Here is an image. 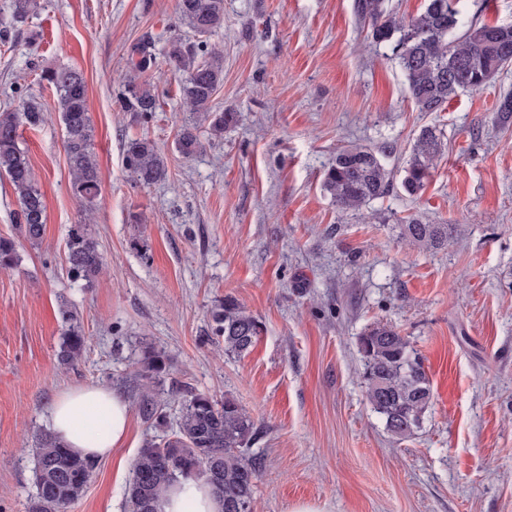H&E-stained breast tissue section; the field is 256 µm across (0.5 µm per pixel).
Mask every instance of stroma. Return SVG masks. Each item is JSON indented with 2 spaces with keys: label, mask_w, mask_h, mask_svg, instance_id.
<instances>
[{
  "label": "stroma",
  "mask_w": 512,
  "mask_h": 512,
  "mask_svg": "<svg viewBox=\"0 0 512 512\" xmlns=\"http://www.w3.org/2000/svg\"><path fill=\"white\" fill-rule=\"evenodd\" d=\"M0 40V106L38 97L45 122L23 130L46 204L41 243L0 271V512H27L32 450L62 391L127 383L142 350L170 376L253 417L261 468L253 512H512V118L495 105L512 69L441 112H420L385 45L372 44L353 0H224L220 109L238 112L223 140L191 159L174 148L190 115L165 47L184 33L176 0H38ZM150 39L165 75L145 126L119 111L129 48ZM83 73L102 203L86 217L69 188L56 92L43 69ZM446 148L426 188L394 187L361 214L336 207L323 174L337 151H385L401 173L422 126ZM148 136L170 176L134 184L130 139ZM141 223H132V215ZM417 217L458 224L447 249L410 245ZM89 223L106 259L92 287L64 263L71 225ZM236 298L262 324L253 350L229 356L210 330L218 300ZM75 303L85 356L60 368L61 299ZM396 327L418 350L434 399L412 438L394 441L367 401L359 336ZM154 431L139 413L67 512H127L136 455Z\"/></svg>",
  "instance_id": "35a3bbf8"
}]
</instances>
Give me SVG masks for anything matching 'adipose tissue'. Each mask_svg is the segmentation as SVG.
I'll use <instances>...</instances> for the list:
<instances>
[{"instance_id":"adipose-tissue-1","label":"adipose tissue","mask_w":512,"mask_h":512,"mask_svg":"<svg viewBox=\"0 0 512 512\" xmlns=\"http://www.w3.org/2000/svg\"><path fill=\"white\" fill-rule=\"evenodd\" d=\"M130 407L120 395L100 386L74 388L59 394L47 411L53 434L73 453L102 459L125 439ZM158 512H222L204 481L170 487Z\"/></svg>"}]
</instances>
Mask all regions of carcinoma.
Instances as JSON below:
<instances>
[{
  "label": "carcinoma",
  "instance_id": "obj_1",
  "mask_svg": "<svg viewBox=\"0 0 512 512\" xmlns=\"http://www.w3.org/2000/svg\"><path fill=\"white\" fill-rule=\"evenodd\" d=\"M458 3L426 0L424 10L406 22L387 9L386 0H354V12L370 28L373 42L391 47L409 96L420 112H441L458 92H478L512 66V24L465 23ZM36 7V0H13L9 24L26 18ZM176 14L192 38H172L165 56L183 76L180 93L194 115L175 140L176 152L188 159L205 149L197 120L208 123L209 139L216 141L237 123L238 113L214 107L215 94L224 83V47L210 43L208 38L224 24V0H177ZM155 65L152 42L141 40L130 49L127 65L118 77L120 110L141 124L149 123L159 106L157 85L145 79ZM41 80L58 95L70 191L91 213L101 204L100 171L85 79L74 68L59 67L43 72ZM44 119L42 106L33 96L22 97L16 108L0 112V175L9 178L19 202L18 236H0V270L15 268L22 243L36 245L44 235V196L35 182L29 156L19 145L20 128L38 127ZM444 149L441 129L434 125L420 129L403 167L401 187L407 195L413 197L424 190ZM123 161L136 184L150 186L168 179L167 157L147 137L128 141ZM323 187L336 207L358 213L389 195L393 179L380 154L354 147L336 153L325 170ZM404 237L423 248L440 250L458 240V226L413 218L404 225ZM66 260L71 280L82 281L87 288L101 273L104 256L88 225H71ZM59 313L62 332L56 357L67 367L83 358L89 338L75 306L65 301ZM212 321V335L224 340L228 355L247 354L262 333L260 321L232 297L215 305ZM359 348L372 410L394 439L414 436L433 400L421 357L400 331L384 323L368 328L359 338ZM168 371L164 352L148 348L142 351L130 376L138 391L139 414L160 434L147 439L138 451L127 489L129 512H156L155 504L168 486L199 478L212 486L224 504L222 512H251L260 468L252 448L258 436L254 419L231 397L219 401L179 384L172 389L179 394V416L176 423H170L167 401L159 390ZM34 462L36 492L28 512H66L86 491L87 476L99 465L96 459L74 454L48 433L38 438Z\"/></svg>",
  "mask_w": 512,
  "mask_h": 512
}]
</instances>
